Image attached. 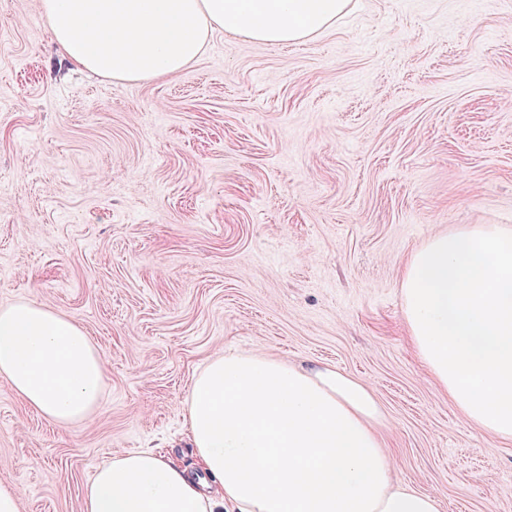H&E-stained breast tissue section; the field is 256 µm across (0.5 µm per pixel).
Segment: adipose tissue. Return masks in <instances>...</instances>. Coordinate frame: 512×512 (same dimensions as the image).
Here are the masks:
<instances>
[{"label":"adipose tissue","instance_id":"ef3b65f1","mask_svg":"<svg viewBox=\"0 0 512 512\" xmlns=\"http://www.w3.org/2000/svg\"><path fill=\"white\" fill-rule=\"evenodd\" d=\"M348 0H40L64 59L125 80L181 73L217 30L269 45L328 28ZM417 355L469 423L512 439V226L431 235L401 279ZM105 364L83 328L48 305L0 308V378L49 422L98 406ZM185 425L212 489L154 449L101 463L82 512H440L399 482L364 383L330 368L217 353L195 375Z\"/></svg>","mask_w":512,"mask_h":512}]
</instances>
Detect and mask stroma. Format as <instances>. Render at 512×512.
I'll use <instances>...</instances> for the list:
<instances>
[{"mask_svg":"<svg viewBox=\"0 0 512 512\" xmlns=\"http://www.w3.org/2000/svg\"><path fill=\"white\" fill-rule=\"evenodd\" d=\"M512 225V0H351L306 42L215 33L178 75L63 60L39 0H0V307L81 325L106 366L89 421L0 379V483L81 512L112 457L198 463L184 426L219 352L367 383L395 474L441 512H512V439L465 421L406 332L429 236Z\"/></svg>","mask_w":512,"mask_h":512,"instance_id":"stroma-1","label":"stroma"}]
</instances>
